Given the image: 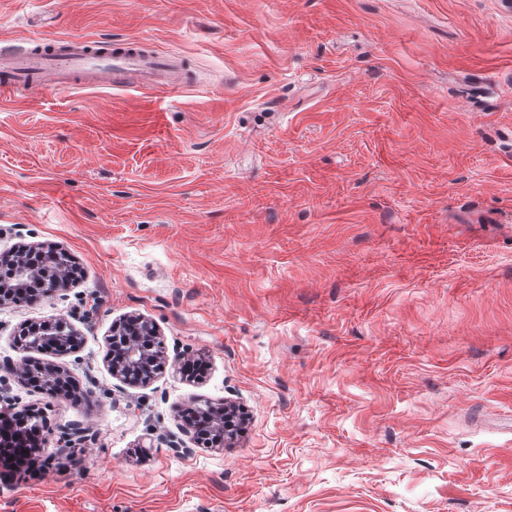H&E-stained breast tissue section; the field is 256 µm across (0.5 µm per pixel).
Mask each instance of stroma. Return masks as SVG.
Wrapping results in <instances>:
<instances>
[{
  "label": "stroma",
  "mask_w": 512,
  "mask_h": 512,
  "mask_svg": "<svg viewBox=\"0 0 512 512\" xmlns=\"http://www.w3.org/2000/svg\"><path fill=\"white\" fill-rule=\"evenodd\" d=\"M47 34L193 83L0 102V252L77 268L0 306V363L80 390L0 380L46 425L0 512H512V0H0V43ZM128 315L199 379L113 378ZM60 318L74 352L17 344ZM224 401L234 447L181 430ZM0 371H4L17 378H24L29 376L35 377L36 381L39 382V379L35 374L38 373L40 374L42 381L47 387L54 386L56 383L67 382V376L64 374V371L55 365H43L31 368V364L29 363L9 362L7 364L0 365Z\"/></svg>",
  "instance_id": "35a3bbf8"
}]
</instances>
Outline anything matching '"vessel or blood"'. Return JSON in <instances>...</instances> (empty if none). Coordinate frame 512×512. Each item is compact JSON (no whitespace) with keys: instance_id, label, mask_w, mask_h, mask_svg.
<instances>
[{"instance_id":"1","label":"vessel or blood","mask_w":512,"mask_h":512,"mask_svg":"<svg viewBox=\"0 0 512 512\" xmlns=\"http://www.w3.org/2000/svg\"><path fill=\"white\" fill-rule=\"evenodd\" d=\"M186 85L180 58L145 51L141 42L99 41L81 36L66 40L44 36L18 50L0 45V101L24 90L109 89L140 92Z\"/></svg>"}]
</instances>
